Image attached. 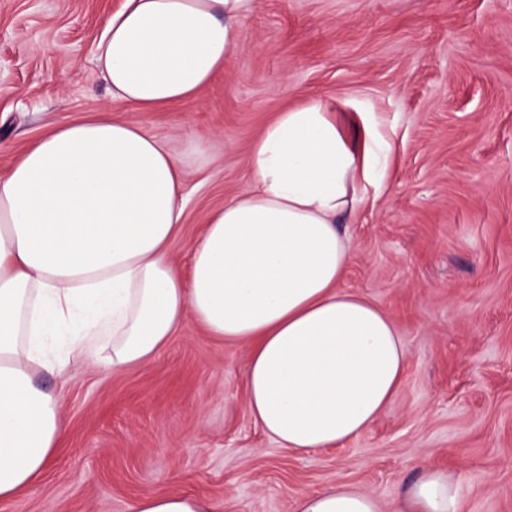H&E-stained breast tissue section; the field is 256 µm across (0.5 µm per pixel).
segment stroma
<instances>
[{"label": "stroma", "mask_w": 512, "mask_h": 512, "mask_svg": "<svg viewBox=\"0 0 512 512\" xmlns=\"http://www.w3.org/2000/svg\"><path fill=\"white\" fill-rule=\"evenodd\" d=\"M121 0H0V175L52 123L111 107L184 160L192 191L170 246L186 264L211 211L249 180V149L298 96L344 125L376 112L387 187L342 231L344 290L381 307L407 350L399 397L342 446L299 454L253 419L249 348L187 323L122 373L70 359L37 382L67 433L0 512H130L180 492L214 512H292L343 483L385 512L421 462L460 475L464 512H512V0H257L196 100L141 114L113 100L95 49Z\"/></svg>", "instance_id": "1"}]
</instances>
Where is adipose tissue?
I'll return each mask as SVG.
<instances>
[{"instance_id": "1", "label": "adipose tissue", "mask_w": 512, "mask_h": 512, "mask_svg": "<svg viewBox=\"0 0 512 512\" xmlns=\"http://www.w3.org/2000/svg\"><path fill=\"white\" fill-rule=\"evenodd\" d=\"M256 0H122L104 22L98 73L113 100L152 112L193 100L223 71ZM350 135L329 104L278 113L253 142L247 186L214 210L181 274L169 246L187 193L178 154L141 124L57 123L0 177V501L32 486L65 431L49 337L121 372L149 362L189 321L251 354L254 420L282 448L316 452L368 430L399 396L407 353L393 320L343 291L340 226L387 180L392 146L372 112ZM456 473L422 464L392 512H463ZM131 512H211L146 494ZM292 512H380L344 484Z\"/></svg>"}]
</instances>
